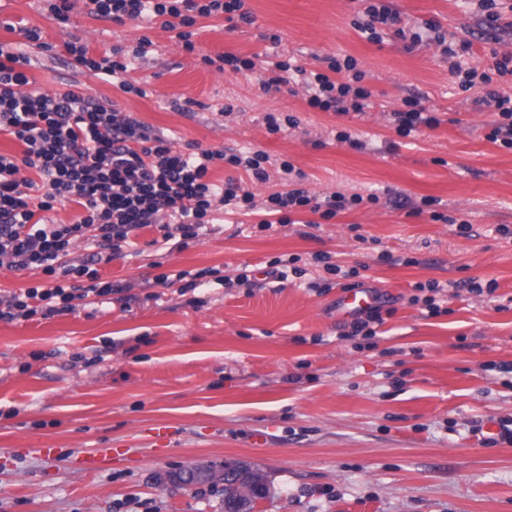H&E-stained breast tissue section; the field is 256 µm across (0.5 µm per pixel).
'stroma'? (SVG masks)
Listing matches in <instances>:
<instances>
[{
    "mask_svg": "<svg viewBox=\"0 0 512 512\" xmlns=\"http://www.w3.org/2000/svg\"><path fill=\"white\" fill-rule=\"evenodd\" d=\"M382 2L398 22L372 40L356 26L367 0H244L252 23L198 19L188 52L157 22L99 20L81 6L61 21L47 0H0V42L30 57L33 88L114 104L179 148L264 151L267 182L222 163L209 173L242 180L259 200L299 187L363 197L313 230L301 208L266 231L262 213L227 214L180 251L156 250L158 229L144 228L135 254L99 267L127 284L126 300L0 321V512H220L218 489L175 478L201 463L259 472L270 491L256 512H512V442L482 441L487 422L512 426V373L500 370L512 366V237L498 231L512 228V148L487 140L497 114L482 102L490 88L512 95V77L462 90L439 47L408 37L435 23L470 40L466 62L486 70L494 53L512 51V0H498L490 28L477 0ZM30 29L43 47L26 39ZM144 36L152 52L126 75L138 95L64 51L80 42L100 56ZM220 54L322 73L329 58L349 57L344 81L360 73L371 97L361 114L321 112L300 86L265 92L255 76L206 64ZM185 99L190 111L172 109ZM411 100L441 124L398 135L391 114ZM270 114L299 125L269 132ZM318 253L356 269L381 305L372 347L348 337L353 317ZM274 260L293 262L296 275L267 276ZM245 266L254 278L235 284ZM204 268L232 286L188 297L154 282ZM313 278L329 290L305 288ZM432 280L452 284L436 317L410 302L415 284ZM472 280L495 289L470 293ZM159 426L172 432L164 448L152 436ZM35 444L62 454L42 459ZM108 446L119 456L93 475L68 459Z\"/></svg>",
    "mask_w": 512,
    "mask_h": 512,
    "instance_id": "1",
    "label": "stroma"
}]
</instances>
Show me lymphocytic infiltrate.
I'll list each match as a JSON object with an SVG mask.
<instances>
[{"label": "lymphocytic infiltrate", "instance_id": "lymphocytic-infiltrate-1", "mask_svg": "<svg viewBox=\"0 0 512 512\" xmlns=\"http://www.w3.org/2000/svg\"><path fill=\"white\" fill-rule=\"evenodd\" d=\"M79 2L88 15L102 20L163 18L164 28L177 31L185 42L198 18L234 13L242 22L251 20L243 0H50L49 9L64 20ZM411 39L441 46L449 69L463 72L462 88H471L478 80L488 84L484 102L500 115L488 139L512 148V96L490 87L493 75H512V52L495 59L492 73L480 74L463 70L458 59L470 51L469 41L456 48L446 45L439 28L430 23L424 32L412 33ZM65 49L76 67L120 79L122 91L134 92V85L121 79L128 70L127 62L120 59L121 48H112L98 59L78 42L67 43ZM29 63L25 54L0 44V132L13 135L24 146L21 157L0 154V260L14 270L41 271L47 281L0 297V321L46 319L73 311L74 300L124 293L126 284L102 279L98 265L122 256L132 246L133 234L145 227L159 228L162 247L181 250L199 238L219 210H261L265 218L259 227L266 230L272 226V216L290 208H306L328 220L361 201L357 194L315 196L296 188L259 202L236 179L215 185L208 173L218 161L267 181L268 155L228 154L197 143L186 152L174 149L166 138L111 104L72 90L50 94L30 89L24 71ZM355 66L350 58L333 59L329 73L303 76L310 107L362 113L369 91L337 78ZM25 167L36 171V179L22 176ZM37 188L42 196L36 201L31 192ZM69 203L84 210L76 222H47L45 212ZM81 238L91 242L94 252L77 263L70 254Z\"/></svg>", "mask_w": 512, "mask_h": 512}]
</instances>
